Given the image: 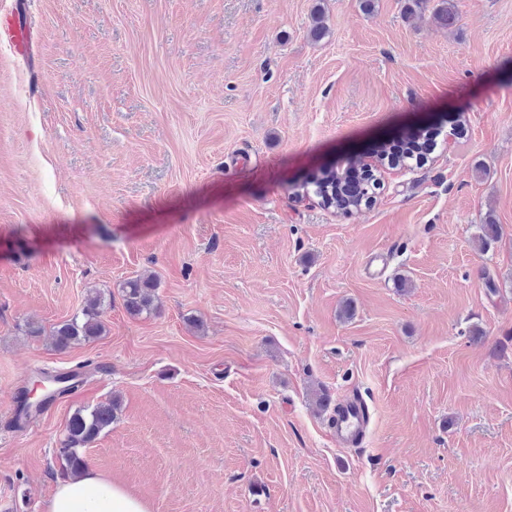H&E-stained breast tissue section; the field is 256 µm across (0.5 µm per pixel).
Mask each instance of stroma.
Returning <instances> with one entry per match:
<instances>
[{
	"label": "stroma",
	"instance_id": "stroma-1",
	"mask_svg": "<svg viewBox=\"0 0 512 512\" xmlns=\"http://www.w3.org/2000/svg\"><path fill=\"white\" fill-rule=\"evenodd\" d=\"M25 3L33 53L0 44L9 512H45L68 418L113 398L84 454L151 512H512V0H454L450 26L438 0ZM423 126L428 162L378 169L372 205L304 193ZM93 291L105 332L56 350ZM84 363L17 421L12 391ZM320 390L365 399L361 443ZM154 288L156 285L149 278L135 277L125 281L121 294L126 311L133 316L151 313Z\"/></svg>",
	"mask_w": 512,
	"mask_h": 512
}]
</instances>
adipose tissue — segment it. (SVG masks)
Returning a JSON list of instances; mask_svg holds the SVG:
<instances>
[{
    "mask_svg": "<svg viewBox=\"0 0 512 512\" xmlns=\"http://www.w3.org/2000/svg\"><path fill=\"white\" fill-rule=\"evenodd\" d=\"M47 512H150L121 486L87 468L60 483Z\"/></svg>",
    "mask_w": 512,
    "mask_h": 512,
    "instance_id": "ef3b65f1",
    "label": "adipose tissue"
}]
</instances>
